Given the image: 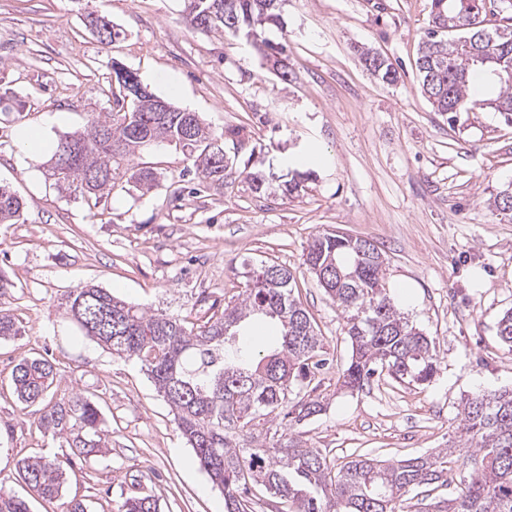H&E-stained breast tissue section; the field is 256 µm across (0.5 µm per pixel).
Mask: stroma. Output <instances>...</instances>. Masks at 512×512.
<instances>
[{"instance_id": "stroma-1", "label": "stroma", "mask_w": 512, "mask_h": 512, "mask_svg": "<svg viewBox=\"0 0 512 512\" xmlns=\"http://www.w3.org/2000/svg\"><path fill=\"white\" fill-rule=\"evenodd\" d=\"M183 0H0V185L23 202L15 224H0V270L14 283L9 307L21 333L0 339V490L31 512H118L143 491L160 512H226L224 494L177 430L171 408L134 360L84 336L61 298L96 285L149 310L199 323L245 289L243 260L288 267L294 295L328 352L307 386L317 415L276 420L268 443L293 436L340 460L353 453L402 459L450 446L459 402L479 390L512 388V350L497 337L512 308V214L496 209L512 191V122L491 109L434 112L418 88L419 43L431 0H286L289 80H280L250 43L183 20ZM120 36L103 44L89 12ZM379 53L400 74L387 84L360 58ZM136 73L159 98L199 113L221 135L224 189L204 188L187 154L162 143L139 166L157 184L126 185L100 202L59 191L47 162L16 164V131L48 124L51 140L112 109V64ZM267 145L290 169L309 173L298 192L259 196L242 178L248 149ZM375 244L397 308L429 336L440 369L428 384L373 377L362 390L337 389L350 358L345 320L304 263L321 233ZM57 367L54 396L72 390L97 400L112 448L75 461L61 494H33L17 462L63 452L38 427L12 384L19 359Z\"/></svg>"}]
</instances>
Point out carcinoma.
<instances>
[{"mask_svg": "<svg viewBox=\"0 0 512 512\" xmlns=\"http://www.w3.org/2000/svg\"><path fill=\"white\" fill-rule=\"evenodd\" d=\"M202 2L213 6L211 16L193 28L255 33L256 53L274 59L279 78L288 77L287 43L272 45L261 38L265 26L283 27L280 0ZM485 11L486 0H432V27L421 42L417 70L420 91L442 115L484 108L512 112V17L489 31ZM456 18L470 20L473 28L450 38ZM480 55L488 62L478 60ZM473 66L484 67L499 85L497 97H470ZM112 70V111L92 117L82 130L63 135L56 144L51 173L56 185L76 186L97 199L123 183L149 189L156 175L138 167L134 158L145 145L167 142L189 153L195 172L210 188L223 190L226 166L212 161L219 137L198 113L177 107L152 112L126 90L137 75L117 62ZM266 169L243 171L251 192L271 195ZM20 211L18 197L0 186V224L17 223ZM357 246L356 238L319 235L304 260L315 275L334 263L347 275L355 266L361 268L354 278L319 281L345 314L352 346L340 388L360 390L380 369L398 382L429 383L438 371L430 339L409 325L387 295L381 251L359 254ZM280 271L278 281L246 286L241 298L224 305L221 316L190 327L177 316L147 311L94 285L70 291L65 305L84 335L145 368L196 461L224 492L228 512H249L244 495L250 484L292 512H404L406 493H426L454 481L455 493L438 501L424 497L417 512H512V390L463 398L456 427L459 444L394 462L359 455L334 472L318 449L294 437L272 446L260 441L278 417L301 421L322 410L312 398L290 403L295 387L311 381L325 365L326 351L312 317L294 296L293 273L284 266ZM11 288L12 281L0 271V338L21 331L5 302ZM250 316L278 322L272 348L255 350L233 341ZM497 332L511 348L512 310L499 319ZM56 375L55 364L46 358H23L12 372L18 401L42 405L39 426L68 448L53 461L35 456L19 460L20 478L41 497L59 492L73 457L85 459L107 447L102 413L90 398L75 392L47 399ZM0 512L30 508L26 500L1 491ZM120 512H158L157 500L135 494L124 500Z\"/></svg>", "mask_w": 512, "mask_h": 512, "instance_id": "cac0c4a2", "label": "carcinoma"}]
</instances>
